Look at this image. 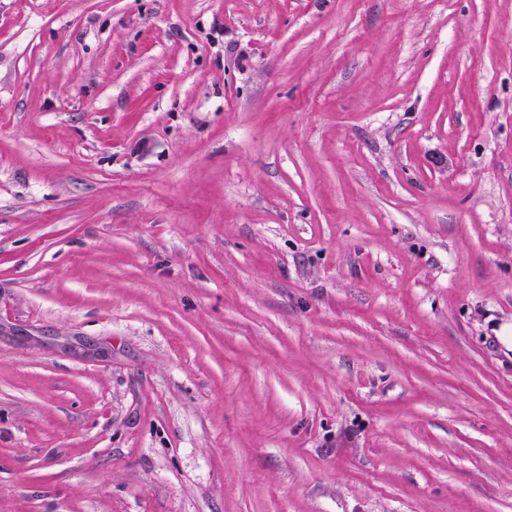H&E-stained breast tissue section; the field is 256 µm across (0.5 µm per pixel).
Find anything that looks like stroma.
I'll return each mask as SVG.
<instances>
[{
  "mask_svg": "<svg viewBox=\"0 0 512 512\" xmlns=\"http://www.w3.org/2000/svg\"><path fill=\"white\" fill-rule=\"evenodd\" d=\"M512 0H0V512H512Z\"/></svg>",
  "mask_w": 512,
  "mask_h": 512,
  "instance_id": "stroma-1",
  "label": "stroma"
}]
</instances>
